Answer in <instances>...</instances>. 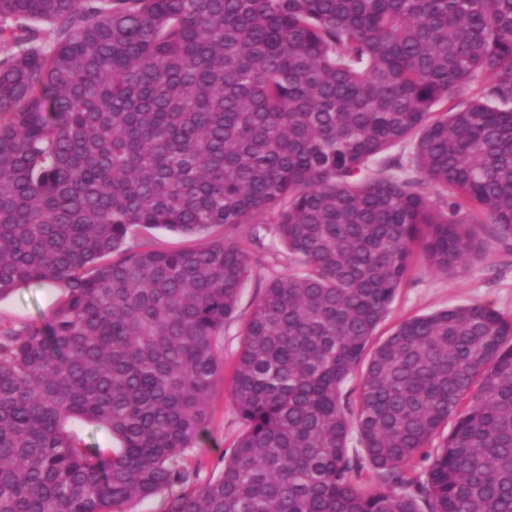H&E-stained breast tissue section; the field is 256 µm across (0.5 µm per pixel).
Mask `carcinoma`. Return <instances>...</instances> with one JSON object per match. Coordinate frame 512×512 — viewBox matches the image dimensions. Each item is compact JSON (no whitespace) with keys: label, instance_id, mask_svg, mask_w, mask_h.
Instances as JSON below:
<instances>
[{"label":"carcinoma","instance_id":"carcinoma-1","mask_svg":"<svg viewBox=\"0 0 512 512\" xmlns=\"http://www.w3.org/2000/svg\"><path fill=\"white\" fill-rule=\"evenodd\" d=\"M23 41L0 58V299L62 297L0 319V512H512V318L461 305L371 345L414 250L442 274L512 250V0H0ZM256 224L289 270L198 482ZM150 237L162 248L170 250L183 249L199 243L195 237H185L163 230H151ZM60 291L49 284L23 285L0 300V316L16 322L42 323L50 317ZM73 427L78 428L82 437L87 442L95 443L99 448L112 451L115 442L112 441V435L105 429L82 422H74Z\"/></svg>","mask_w":512,"mask_h":512}]
</instances>
